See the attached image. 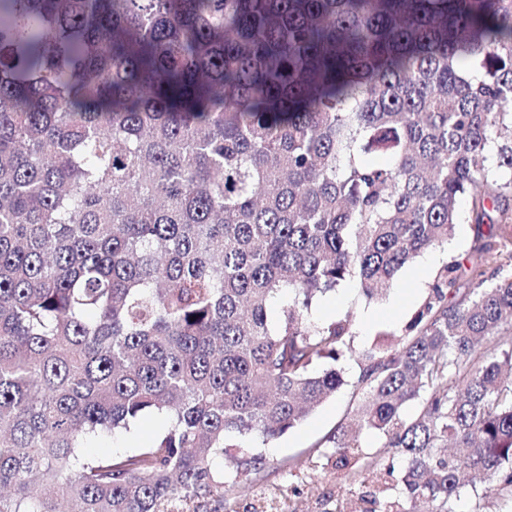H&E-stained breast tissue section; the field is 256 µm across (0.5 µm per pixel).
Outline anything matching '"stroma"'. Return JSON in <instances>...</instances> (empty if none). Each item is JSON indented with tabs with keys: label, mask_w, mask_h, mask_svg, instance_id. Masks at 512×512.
Listing matches in <instances>:
<instances>
[{
	"label": "stroma",
	"mask_w": 512,
	"mask_h": 512,
	"mask_svg": "<svg viewBox=\"0 0 512 512\" xmlns=\"http://www.w3.org/2000/svg\"><path fill=\"white\" fill-rule=\"evenodd\" d=\"M476 227L471 223L457 225L447 247L428 250L415 262L399 271L391 293L383 299L366 301L355 282L349 281L316 301L312 314L316 319L331 321L345 313L353 315L354 346L363 349L381 328L398 329L419 308L436 271L449 258L468 262L469 248ZM356 402L352 385L343 386L332 398L305 417L294 428L276 440L262 442L258 437H238L240 446L261 453L268 465L260 482L240 480L225 487L223 502L202 499L199 512H252L256 499L274 495L277 512H334L336 504L358 496L378 493L380 500H401L405 512H423L419 502L402 500L400 490L378 492L371 472L350 478L345 472L324 466L319 457L307 452L330 433ZM162 428L160 418L151 417L135 424L130 431H118L101 438L95 453L104 456L121 454L150 444ZM457 512H512V495L493 485H478L464 490L456 502Z\"/></svg>",
	"instance_id": "1"
}]
</instances>
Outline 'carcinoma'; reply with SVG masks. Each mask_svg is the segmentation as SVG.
I'll list each match as a JSON object with an SVG mask.
<instances>
[{"label":"carcinoma","mask_w":512,"mask_h":512,"mask_svg":"<svg viewBox=\"0 0 512 512\" xmlns=\"http://www.w3.org/2000/svg\"><path fill=\"white\" fill-rule=\"evenodd\" d=\"M511 200L512 0H0V512H190L347 359L327 464L367 430L431 512L469 474L512 489V233L359 352L311 314ZM161 428L160 418H147L131 427L130 432L116 431L112 436L97 440L95 444H101L98 448H83V452L104 456L112 450L113 455H119L132 448L150 444L159 434Z\"/></svg>","instance_id":"cac0c4a2"}]
</instances>
